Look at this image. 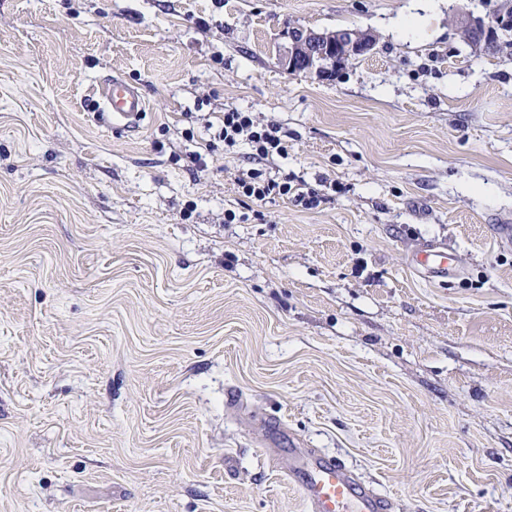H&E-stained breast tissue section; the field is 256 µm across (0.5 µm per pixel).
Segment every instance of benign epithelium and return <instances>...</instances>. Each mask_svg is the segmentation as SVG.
Masks as SVG:
<instances>
[{
	"label": "benign epithelium",
	"mask_w": 512,
	"mask_h": 512,
	"mask_svg": "<svg viewBox=\"0 0 512 512\" xmlns=\"http://www.w3.org/2000/svg\"><path fill=\"white\" fill-rule=\"evenodd\" d=\"M453 22L472 50L482 53L508 36L512 30V13H499L487 19L471 13H457ZM283 37L285 43L279 49L283 69L290 73L313 74L325 80L335 78L350 62L366 55L375 45L370 33L354 28L318 31L293 26L283 33Z\"/></svg>",
	"instance_id": "1"
}]
</instances>
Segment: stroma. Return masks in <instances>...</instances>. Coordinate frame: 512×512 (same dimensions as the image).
Returning a JSON list of instances; mask_svg holds the SVG:
<instances>
[{
    "mask_svg": "<svg viewBox=\"0 0 512 512\" xmlns=\"http://www.w3.org/2000/svg\"><path fill=\"white\" fill-rule=\"evenodd\" d=\"M496 5L0 0V512H307L265 421L393 512H512V57L452 24ZM290 26L376 44L290 74ZM116 74L138 132L91 114ZM227 106L318 208L241 203ZM425 241L461 276L418 278ZM213 138L224 142V151L234 150L240 144L250 148V155L258 163L288 156V133L276 123L261 124L251 112L236 107L224 108Z\"/></svg>",
    "mask_w": 512,
    "mask_h": 512,
    "instance_id": "1",
    "label": "stroma"
}]
</instances>
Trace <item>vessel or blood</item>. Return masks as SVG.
Wrapping results in <instances>:
<instances>
[{
    "mask_svg": "<svg viewBox=\"0 0 512 512\" xmlns=\"http://www.w3.org/2000/svg\"><path fill=\"white\" fill-rule=\"evenodd\" d=\"M93 118L104 129L132 132L139 128L147 110L140 87L115 76L96 89ZM412 264L429 282H445L459 273V264L445 244L423 243ZM273 468H285L289 480L305 495L308 512H388L390 505L355 478L349 467L333 455H319L290 442L285 448L267 452Z\"/></svg>",
    "mask_w": 512,
    "mask_h": 512,
    "instance_id": "vessel-or-blood-1",
    "label": "vessel or blood"
}]
</instances>
